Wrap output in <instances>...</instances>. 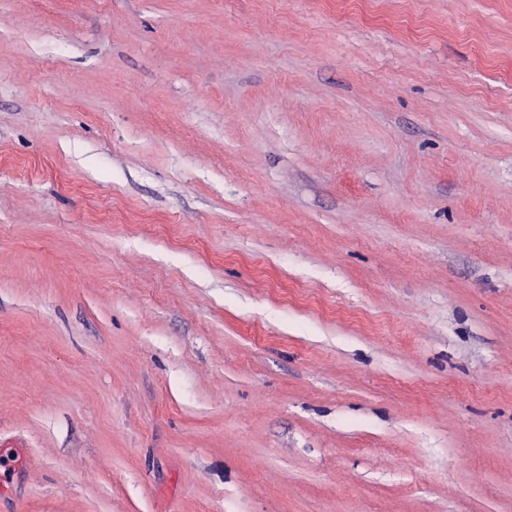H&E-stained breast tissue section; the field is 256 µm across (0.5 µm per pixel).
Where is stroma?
<instances>
[{
	"instance_id": "35a3bbf8",
	"label": "stroma",
	"mask_w": 512,
	"mask_h": 512,
	"mask_svg": "<svg viewBox=\"0 0 512 512\" xmlns=\"http://www.w3.org/2000/svg\"><path fill=\"white\" fill-rule=\"evenodd\" d=\"M20 512H512V0H0Z\"/></svg>"
}]
</instances>
